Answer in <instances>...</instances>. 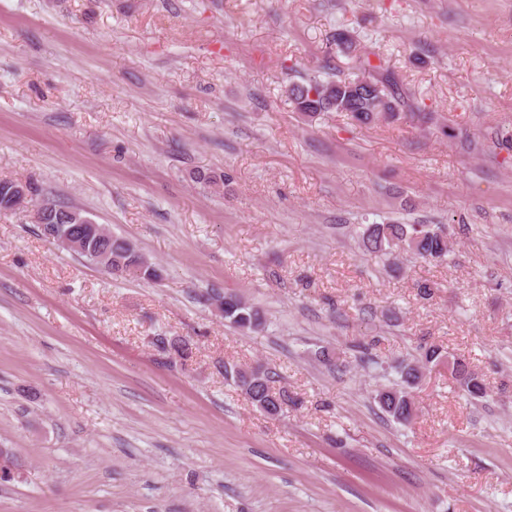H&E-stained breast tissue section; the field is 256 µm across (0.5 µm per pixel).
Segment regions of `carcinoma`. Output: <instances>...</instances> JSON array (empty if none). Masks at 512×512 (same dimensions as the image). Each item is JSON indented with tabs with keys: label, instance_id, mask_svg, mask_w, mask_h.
Wrapping results in <instances>:
<instances>
[{
	"label": "carcinoma",
	"instance_id": "carcinoma-1",
	"mask_svg": "<svg viewBox=\"0 0 512 512\" xmlns=\"http://www.w3.org/2000/svg\"><path fill=\"white\" fill-rule=\"evenodd\" d=\"M360 66L372 72V76H356L336 81H309L293 85L288 89V99L295 109L310 117L321 112H345L360 123L369 124L375 120L398 121L406 117L399 83L392 72L383 65H374L365 58ZM16 183L0 181V209L12 210L22 204L13 197L12 188ZM42 212V234L50 238L77 223L84 215L75 210L58 208L44 203ZM364 247L371 253L386 256L401 244L418 257L429 261H442L448 255V234L439 225L430 224H370L363 234ZM74 253L101 267L110 275L155 281L159 278L157 264L137 253L125 240L112 236L93 234ZM217 304L224 320L239 329L257 330L262 326L259 311L235 293L213 292L210 297ZM158 352L172 359L185 361L192 355V347L185 339L159 336L155 339ZM447 360L442 350L435 345L424 344L419 356L402 359L394 365L400 375L402 387H383L376 390L374 400L380 411L393 421L407 424L414 413L411 390L422 381V373ZM458 389L472 399L484 397L486 390L482 380L464 361L453 360L450 370ZM224 378L235 384L261 412L277 416L288 404V392L271 386L274 373L262 364L250 368L237 365L224 366Z\"/></svg>",
	"mask_w": 512,
	"mask_h": 512
}]
</instances>
